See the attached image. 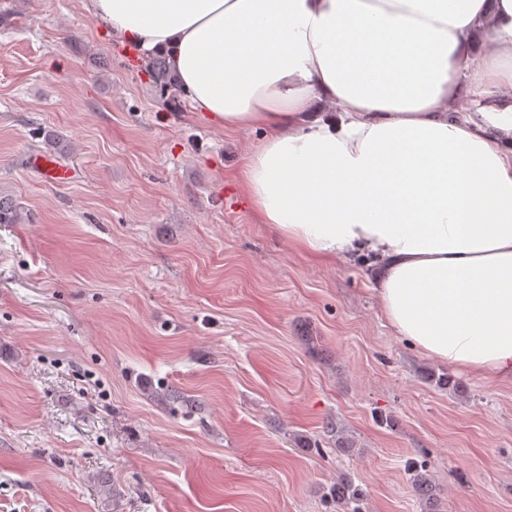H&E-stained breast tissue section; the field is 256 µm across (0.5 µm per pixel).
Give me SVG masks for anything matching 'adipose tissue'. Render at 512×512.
<instances>
[{
  "label": "adipose tissue",
  "instance_id": "obj_1",
  "mask_svg": "<svg viewBox=\"0 0 512 512\" xmlns=\"http://www.w3.org/2000/svg\"><path fill=\"white\" fill-rule=\"evenodd\" d=\"M84 7L210 125L262 131L240 179L258 223L320 264L372 258L400 336L512 381V0Z\"/></svg>",
  "mask_w": 512,
  "mask_h": 512
}]
</instances>
